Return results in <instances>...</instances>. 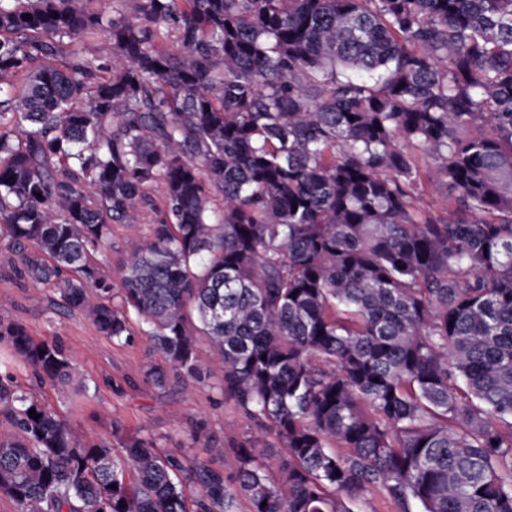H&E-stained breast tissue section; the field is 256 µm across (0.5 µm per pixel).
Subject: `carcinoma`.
Masks as SVG:
<instances>
[{"label": "carcinoma", "mask_w": 512, "mask_h": 512, "mask_svg": "<svg viewBox=\"0 0 512 512\" xmlns=\"http://www.w3.org/2000/svg\"><path fill=\"white\" fill-rule=\"evenodd\" d=\"M127 2L0 0V240L112 342L145 325L160 389L202 381L206 337L252 428L229 469L187 467L117 423L81 438L0 362V494L512 512V0ZM421 160L446 216L415 206ZM156 183L114 279L94 256ZM0 344L42 385L76 377L20 323Z\"/></svg>", "instance_id": "carcinoma-1"}]
</instances>
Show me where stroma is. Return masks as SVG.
Masks as SVG:
<instances>
[{
  "instance_id": "obj_1",
  "label": "stroma",
  "mask_w": 512,
  "mask_h": 512,
  "mask_svg": "<svg viewBox=\"0 0 512 512\" xmlns=\"http://www.w3.org/2000/svg\"><path fill=\"white\" fill-rule=\"evenodd\" d=\"M149 193L152 206L143 208L136 223L117 224L112 241L97 259L110 274H118L130 240L147 236L161 204L162 185ZM0 320L25 325L36 339L58 338L73 357L91 390L88 399L72 389L40 385L31 372L15 370L18 382L36 391L38 398L56 408L69 425L83 436L111 439L113 422L126 433L155 438L161 450L178 454L186 462L203 461L211 467L224 465L221 449L224 432H245L247 422L233 403L224 401L219 374L193 385L191 390L173 385L159 389L146 378L144 367L166 361L149 337L136 332L132 342L118 345L102 336L85 316L61 307L52 290L35 287L14 273L6 245L0 243Z\"/></svg>"
}]
</instances>
